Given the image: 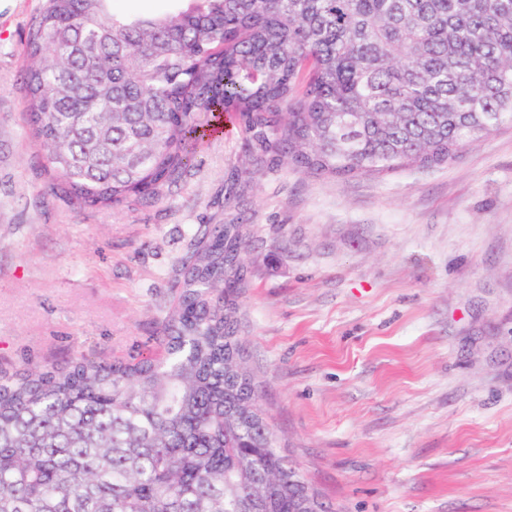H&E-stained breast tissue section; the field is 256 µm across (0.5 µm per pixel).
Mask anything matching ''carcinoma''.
<instances>
[{"mask_svg":"<svg viewBox=\"0 0 512 512\" xmlns=\"http://www.w3.org/2000/svg\"><path fill=\"white\" fill-rule=\"evenodd\" d=\"M131 17L45 0L23 76L30 137L83 206L158 200L224 116L328 175L431 168L512 122V0H195ZM238 224L182 261L162 351L0 374V512H296L245 367Z\"/></svg>","mask_w":512,"mask_h":512,"instance_id":"cac0c4a2","label":"carcinoma"}]
</instances>
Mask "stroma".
I'll list each match as a JSON object with an SVG mask.
<instances>
[{"label": "stroma", "mask_w": 512, "mask_h": 512, "mask_svg": "<svg viewBox=\"0 0 512 512\" xmlns=\"http://www.w3.org/2000/svg\"><path fill=\"white\" fill-rule=\"evenodd\" d=\"M0 8V371L155 350L208 225L247 249L237 329L284 452L334 512H512V126L428 169L274 163L239 122L158 201L56 194Z\"/></svg>", "instance_id": "35a3bbf8"}]
</instances>
